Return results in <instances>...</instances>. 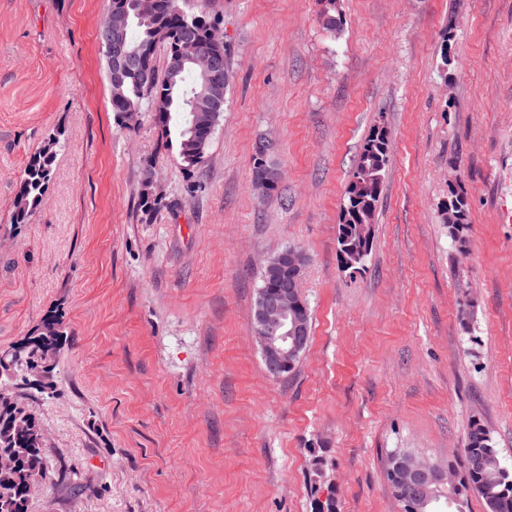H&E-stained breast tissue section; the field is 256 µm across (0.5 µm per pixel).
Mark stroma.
Masks as SVG:
<instances>
[{
  "label": "stroma",
  "mask_w": 512,
  "mask_h": 512,
  "mask_svg": "<svg viewBox=\"0 0 512 512\" xmlns=\"http://www.w3.org/2000/svg\"><path fill=\"white\" fill-rule=\"evenodd\" d=\"M105 0H0V350L54 309L71 331L39 420L28 512H312L311 449L339 512H400L384 469L461 450L472 418L512 465V0H204L233 74L201 164L150 112L116 117L97 41ZM454 62L440 78V45ZM392 158L363 266L336 229L365 137ZM65 132L48 191L11 222L28 159ZM275 142V193L251 184ZM154 170L160 206L141 193ZM468 203L465 245L450 190ZM295 245L311 338L267 376L262 264ZM319 20L324 30L330 35L336 36L342 31L343 16L340 0H318ZM449 200L451 203L453 202L454 204L453 213L455 221L453 223L448 222V207L451 206L449 202H444V204L442 205V216L445 224H448L449 232L452 238L458 243H460L462 246L466 242L464 231L466 230V226L468 225L464 223L467 202L464 196L455 193L452 194Z\"/></svg>",
  "instance_id": "obj_1"
}]
</instances>
